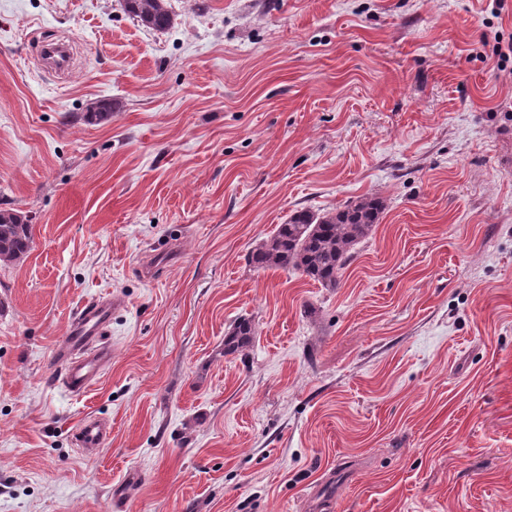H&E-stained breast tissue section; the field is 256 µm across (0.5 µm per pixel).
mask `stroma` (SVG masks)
I'll return each mask as SVG.
<instances>
[{
	"label": "stroma",
	"mask_w": 512,
	"mask_h": 512,
	"mask_svg": "<svg viewBox=\"0 0 512 512\" xmlns=\"http://www.w3.org/2000/svg\"><path fill=\"white\" fill-rule=\"evenodd\" d=\"M170 2L158 33L0 0V209L32 227L0 267V512H512V0ZM365 195L336 287L250 265ZM107 296L112 363L69 396L52 352ZM44 59L59 71L70 68V55L67 46L62 42H49L43 47ZM254 336V328L249 320H241L236 323L229 336L224 338V352L225 354L235 353L239 349L246 347L250 344ZM112 435L110 421L88 416L82 419L76 427L73 440L77 448H81L86 454H96L107 443Z\"/></svg>",
	"instance_id": "35a3bbf8"
}]
</instances>
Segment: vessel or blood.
<instances>
[{"label":"vessel or blood","mask_w":512,"mask_h":512,"mask_svg":"<svg viewBox=\"0 0 512 512\" xmlns=\"http://www.w3.org/2000/svg\"><path fill=\"white\" fill-rule=\"evenodd\" d=\"M43 56L57 70L65 71L70 67V55L64 43L45 44ZM112 306V299L107 297L83 305L54 349L51 361L55 382L70 395L87 393L112 362V347L105 341L112 320ZM111 435L110 421L88 416L79 422L73 440L76 447L92 455L104 448Z\"/></svg>","instance_id":"vessel-or-blood-1"}]
</instances>
